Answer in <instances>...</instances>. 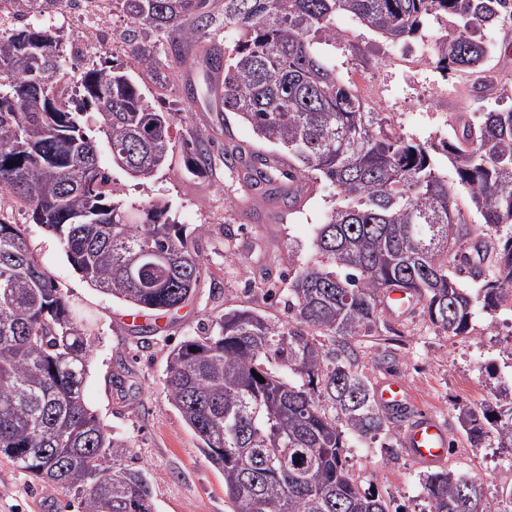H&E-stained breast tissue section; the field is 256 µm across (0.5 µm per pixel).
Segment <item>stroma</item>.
<instances>
[{"instance_id": "35a3bbf8", "label": "stroma", "mask_w": 512, "mask_h": 512, "mask_svg": "<svg viewBox=\"0 0 512 512\" xmlns=\"http://www.w3.org/2000/svg\"><path fill=\"white\" fill-rule=\"evenodd\" d=\"M30 25L50 30L62 42L61 62L72 71L74 61L100 64L124 53L112 47L113 33L129 23L113 11L111 30L97 17L76 6L30 18ZM336 45L325 52L338 73L354 83L377 111L389 113L395 124L417 139L444 129V120L466 113L505 107L501 86L512 84V26L483 27L478 38L492 52L478 72L464 68L441 71L434 56L417 52L416 40L393 43L375 35L348 14L337 15ZM147 100L182 108L189 120L173 132V149L154 177L142 180L113 165L109 151L100 164L110 175L112 200L143 205L160 198L187 231L201 230L199 248L205 273L192 300L174 314L149 313L139 324L129 322L127 304L104 295L75 270L60 240L35 224L27 206L0 197V219L22 225L28 244L57 288L95 336L85 398L114 436L125 440L144 469L156 512H231L224 495V476L200 449V442L168 399L165 371L170 351L225 311L250 308L273 319L287 316L289 264L313 258L314 229L324 223L336 202V190L323 182L309 183L296 205L281 210L244 193L235 174L224 166V147L243 153L260 149L252 127L230 112L218 111L208 99L210 78L201 65H183L166 89L150 74L137 78ZM444 89L431 97L430 83ZM211 135L213 163L203 174H190L184 146L195 135ZM378 333L361 337L359 368L372 381L388 376L402 379L422 410L432 412L448 427L446 467L458 474L483 478L489 502H498L512 485V448L490 444L474 447L460 430L456 409L494 400L512 381V314L478 315L469 333L450 336L434 329L422 312L386 317ZM150 325L154 334L140 333ZM390 363H379L382 353ZM123 372L127 389L117 393L111 375ZM403 427L395 425L384 440L350 438L346 464L364 488L380 495L398 512H426L421 493V467L405 454L388 455L398 446ZM0 512H78L64 485L46 489L11 462L0 458Z\"/></svg>"}]
</instances>
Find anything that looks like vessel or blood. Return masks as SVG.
<instances>
[{"label":"vessel or blood","instance_id":"vessel-or-blood-1","mask_svg":"<svg viewBox=\"0 0 512 512\" xmlns=\"http://www.w3.org/2000/svg\"><path fill=\"white\" fill-rule=\"evenodd\" d=\"M378 405L394 413H411L412 420L403 436L408 457L424 467L442 465L448 458V433L434 415L415 409L406 384L395 377L382 380L375 388Z\"/></svg>","mask_w":512,"mask_h":512}]
</instances>
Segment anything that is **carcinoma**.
<instances>
[{"label":"carcinoma","instance_id":"cac0c4a2","mask_svg":"<svg viewBox=\"0 0 512 512\" xmlns=\"http://www.w3.org/2000/svg\"><path fill=\"white\" fill-rule=\"evenodd\" d=\"M9 2L21 19L61 0ZM115 2L136 25L124 41L139 67L157 66V35L176 63L201 58L223 75L224 111L273 147L247 162L224 150V166L247 190L291 209L307 180L336 188L313 238L315 258L288 279V320L242 308L203 325L169 354V401L224 473L232 512H391L345 464L349 438H379L394 421L357 370L355 340L378 329L392 288L450 336L467 333L478 313L512 308V106L456 118L451 139L414 140L345 83L316 37L335 42L341 13L391 42L450 17L436 63L474 70L489 53L476 31L512 21V0ZM218 24L233 32V46L190 56ZM40 38L58 46L30 26L0 36V194L24 201L99 291L141 313L181 308L202 275L195 238L161 199L128 208L107 197L109 176L83 118L112 163L146 178L165 165L187 113L156 110L122 63L79 70L78 94L62 100L55 90L66 74ZM211 143L201 135L187 145V169L210 168ZM463 196L480 224L467 219ZM475 246L480 265L465 280L455 262ZM93 344L25 234L0 221V457L46 489L66 485L79 512H153L130 445L86 404ZM457 419L473 445L493 437L511 448L512 387ZM421 488L427 512H486L478 476L428 472Z\"/></svg>","mask_w":512,"mask_h":512}]
</instances>
